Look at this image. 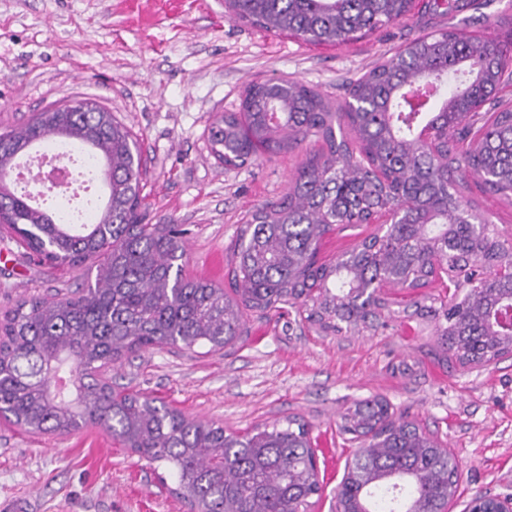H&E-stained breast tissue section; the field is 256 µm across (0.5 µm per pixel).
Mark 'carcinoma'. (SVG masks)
<instances>
[{"instance_id":"cac0c4a2","label":"carcinoma","mask_w":512,"mask_h":512,"mask_svg":"<svg viewBox=\"0 0 512 512\" xmlns=\"http://www.w3.org/2000/svg\"><path fill=\"white\" fill-rule=\"evenodd\" d=\"M474 0H425L455 15ZM414 0H224L229 17L316 44H348L408 18ZM500 36L473 41L455 30L419 37L351 82L334 105L296 80L246 88L240 109L215 117L209 138L226 166L261 149L309 153L276 201L255 207L231 257L233 293L187 278L177 224H145L142 158L131 131L84 100L75 111L40 112L0 133V212L20 243L51 265L98 259L95 281L69 295L32 297L0 319V413L33 433L95 427L140 457L167 462L191 512H307L319 495L307 425L296 417L245 433L203 422L137 392H117L103 372L147 349L233 346L247 312L292 308L323 333L374 326L390 315L385 286L423 288L438 271L459 295L423 294L414 313L431 317L436 353L462 364L512 352L496 311L511 310L512 281L493 276L512 262V243L464 202L468 171L512 203V105L489 97L512 66V19ZM491 105L485 117L480 109ZM79 144L101 171L108 196L86 224L19 194L16 161L48 141ZM392 223L332 263H318L332 232ZM340 430L362 440L336 499L342 512H439L458 464L439 440L397 417L380 396L353 403Z\"/></svg>"}]
</instances>
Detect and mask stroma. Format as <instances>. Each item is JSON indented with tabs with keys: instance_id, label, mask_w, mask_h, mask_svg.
Listing matches in <instances>:
<instances>
[{
	"instance_id": "35a3bbf8",
	"label": "stroma",
	"mask_w": 512,
	"mask_h": 512,
	"mask_svg": "<svg viewBox=\"0 0 512 512\" xmlns=\"http://www.w3.org/2000/svg\"><path fill=\"white\" fill-rule=\"evenodd\" d=\"M179 2L143 21L130 0H0V132L57 103L108 108L140 146L145 223L181 225L184 274L226 287L243 217L287 191L313 144L227 167L208 142L214 117L269 78L343 100L350 82L452 21L418 7L352 44L313 45L229 19L224 0ZM463 196L512 239L511 203L472 177ZM86 279V267L51 266L0 226V313ZM245 321L248 334L232 349L142 351L112 369V384L237 431L301 418L322 488L308 512H336V489L358 449L340 433L341 416L375 395L454 454L461 478L451 512L478 493L512 495L511 353L475 367L439 360L432 322L417 317L336 335L292 313ZM176 486L168 464L99 429L37 435L0 419V512H189Z\"/></svg>"
}]
</instances>
